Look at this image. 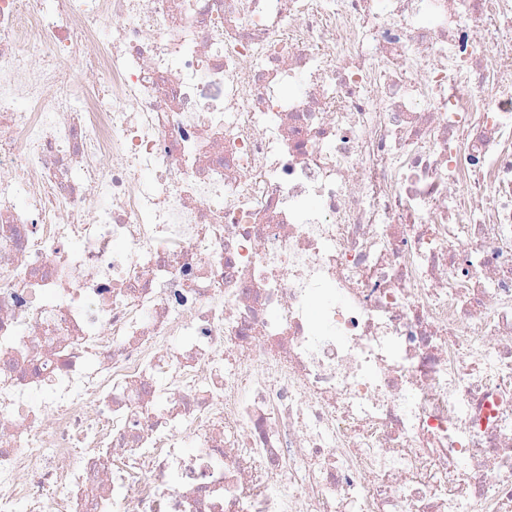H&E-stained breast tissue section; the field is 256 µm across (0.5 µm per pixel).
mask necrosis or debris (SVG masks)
Here are the masks:
<instances>
[{
  "label": "necrosis or debris",
  "mask_w": 512,
  "mask_h": 512,
  "mask_svg": "<svg viewBox=\"0 0 512 512\" xmlns=\"http://www.w3.org/2000/svg\"><path fill=\"white\" fill-rule=\"evenodd\" d=\"M0 512H512V0H0Z\"/></svg>",
  "instance_id": "necrosis-or-debris-1"
}]
</instances>
